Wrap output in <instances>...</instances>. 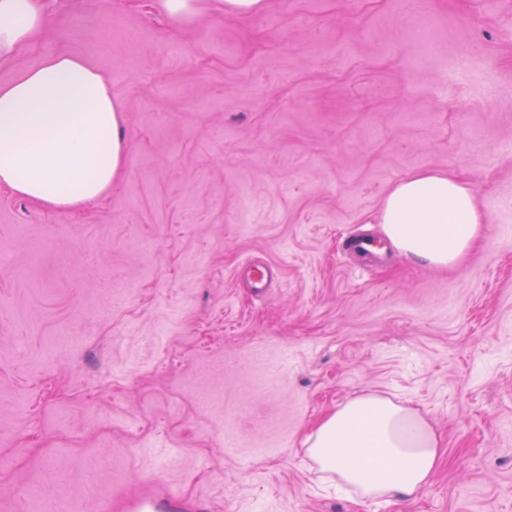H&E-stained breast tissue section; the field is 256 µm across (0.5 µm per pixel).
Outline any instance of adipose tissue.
Here are the masks:
<instances>
[{
	"mask_svg": "<svg viewBox=\"0 0 512 512\" xmlns=\"http://www.w3.org/2000/svg\"><path fill=\"white\" fill-rule=\"evenodd\" d=\"M60 0H0V60L49 27ZM175 26L214 12L247 17L267 0H156ZM123 117L106 79L65 51L47 55L0 85V188L51 210L102 198L121 169ZM378 224L404 257L431 267L463 262L486 226L467 183L447 171H421L386 194ZM321 479L348 496L415 499L435 475L441 444L411 408L376 395L326 415L305 441Z\"/></svg>",
	"mask_w": 512,
	"mask_h": 512,
	"instance_id": "adipose-tissue-1",
	"label": "adipose tissue"
}]
</instances>
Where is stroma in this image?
I'll list each match as a JSON object with an SVG mask.
<instances>
[{
	"label": "stroma",
	"instance_id": "35a3bbf8",
	"mask_svg": "<svg viewBox=\"0 0 512 512\" xmlns=\"http://www.w3.org/2000/svg\"><path fill=\"white\" fill-rule=\"evenodd\" d=\"M152 4L68 0L0 61L4 85L82 58L126 140L103 200L0 192V512H512V0H271L179 31ZM423 169L478 198L464 263L342 255ZM254 264L281 270L259 295ZM365 392L441 440L415 500L311 469L307 436Z\"/></svg>",
	"mask_w": 512,
	"mask_h": 512
}]
</instances>
